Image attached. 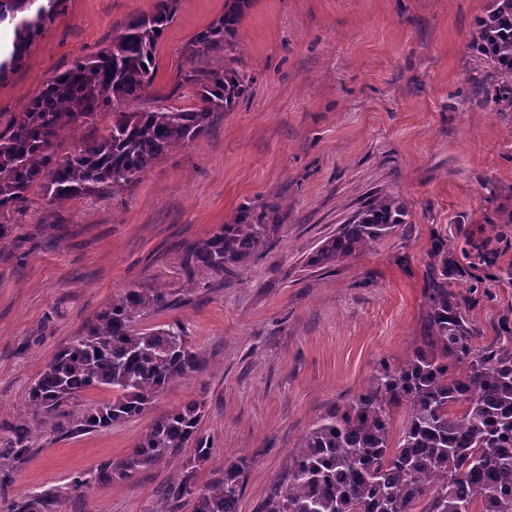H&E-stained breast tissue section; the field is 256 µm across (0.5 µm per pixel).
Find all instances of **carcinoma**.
Returning <instances> with one entry per match:
<instances>
[{"instance_id": "obj_1", "label": "carcinoma", "mask_w": 512, "mask_h": 512, "mask_svg": "<svg viewBox=\"0 0 512 512\" xmlns=\"http://www.w3.org/2000/svg\"><path fill=\"white\" fill-rule=\"evenodd\" d=\"M180 0H156L152 13L128 21L112 42L79 56L49 80L24 110L0 113V238L6 216L33 187L48 200H72L117 189L138 178L175 148L209 131L220 112L231 111L247 84L231 64L179 76L177 85H196L189 107L126 112L129 100L149 89L157 74V47L174 21ZM252 0H225L224 14L186 44L203 63L216 53L229 59L238 27ZM61 0H0V24L12 25L9 49L0 46V80L24 59L59 13ZM472 49L493 64L499 99L512 104V0H494L477 20ZM96 135L61 149L62 130L94 125ZM408 209L384 194L362 206L309 259L327 267L389 237L406 223ZM276 225L226 224L220 233L190 247L185 260L196 268L230 272L261 256ZM495 277L512 284V263L478 255ZM448 239L432 243L425 280V347L397 366L382 363L370 384L351 403L319 417L288 456L284 477L272 487L261 512H512V317L502 316L492 346L476 347L460 276ZM173 306L163 288L129 287L100 313L86 335L46 365L28 393L32 419L0 425V460L23 463L36 430L71 435L108 429L141 415L171 384L201 372L205 360L191 346L184 325L173 320L139 327L140 317ZM93 389L112 398L78 417L68 403ZM405 424L392 435L395 410ZM199 407L188 403L159 416L141 443L118 463L96 469L94 479H129L140 470L194 449L187 467L167 489L164 505L187 500L192 512H237L249 461L224 463L222 477L202 489L197 464L211 448L200 431ZM88 484L74 476L66 491L49 490L13 503L10 512H58L62 500Z\"/></svg>"}]
</instances>
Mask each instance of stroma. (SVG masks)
<instances>
[{"label": "stroma", "instance_id": "35a3bbf8", "mask_svg": "<svg viewBox=\"0 0 512 512\" xmlns=\"http://www.w3.org/2000/svg\"><path fill=\"white\" fill-rule=\"evenodd\" d=\"M155 0H63L23 63L0 80V113L27 101L73 59L99 50ZM490 0H252L233 66L248 91L211 129L116 191L49 202L32 187L0 242V422L28 415L27 392L65 346L84 336L125 288H164L173 307L145 326L180 320L204 370L108 430L37 432L11 468L0 512L31 492L122 459L154 420L187 403L212 454L197 486L247 458L238 512H259L289 454L328 409L346 406L381 363L424 344L428 253L443 236L465 274L479 345L512 312V284L475 264L481 250L512 263V111L471 48ZM224 0H180L158 46L153 87L132 111L191 105L177 73L184 48ZM401 199L408 222L327 268L309 255L375 193ZM280 208L270 248L248 267L206 273L184 250L227 224ZM191 455L126 480L91 482L62 512H151Z\"/></svg>", "mask_w": 512, "mask_h": 512}]
</instances>
